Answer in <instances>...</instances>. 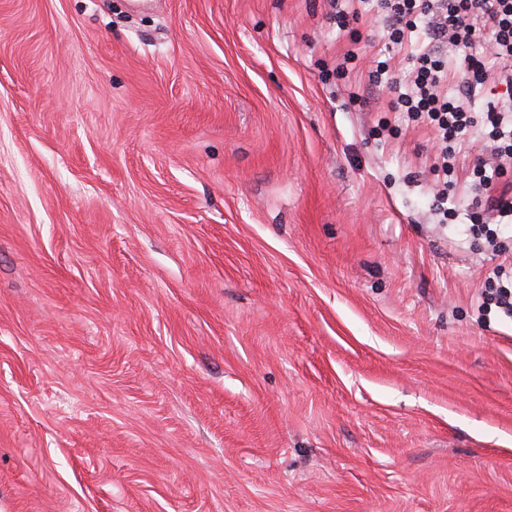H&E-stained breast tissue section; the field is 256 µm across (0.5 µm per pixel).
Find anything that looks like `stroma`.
Wrapping results in <instances>:
<instances>
[{"instance_id":"1","label":"stroma","mask_w":512,"mask_h":512,"mask_svg":"<svg viewBox=\"0 0 512 512\" xmlns=\"http://www.w3.org/2000/svg\"><path fill=\"white\" fill-rule=\"evenodd\" d=\"M339 4L0 0V512H512L482 132L439 223Z\"/></svg>"}]
</instances>
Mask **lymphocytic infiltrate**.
Listing matches in <instances>:
<instances>
[{"mask_svg":"<svg viewBox=\"0 0 512 512\" xmlns=\"http://www.w3.org/2000/svg\"><path fill=\"white\" fill-rule=\"evenodd\" d=\"M388 39L403 44L418 21L427 20L428 48L412 58L409 92L390 104L392 111L407 113L426 122L436 133L440 152L433 166L440 188L434 207L448 218L446 183L455 172L457 157L473 128H480L489 159H477L473 170L475 199L496 217L495 223L477 221L471 230L496 245L500 221L512 223V195L498 186L497 179L512 169V0H376ZM487 39L501 68L499 83L506 86V101H491L483 112L471 111L465 100L469 91L488 79L484 62L471 54L478 39ZM456 63L466 85L465 92L450 95L442 90L449 63Z\"/></svg>","mask_w":512,"mask_h":512,"instance_id":"obj_1","label":"lymphocytic infiltrate"}]
</instances>
